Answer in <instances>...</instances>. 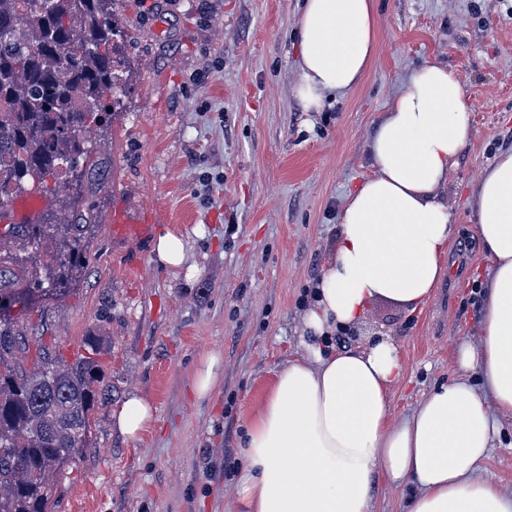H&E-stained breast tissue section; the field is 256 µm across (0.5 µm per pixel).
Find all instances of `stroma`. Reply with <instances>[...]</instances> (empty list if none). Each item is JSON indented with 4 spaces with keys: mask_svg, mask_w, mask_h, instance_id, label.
I'll use <instances>...</instances> for the list:
<instances>
[{
    "mask_svg": "<svg viewBox=\"0 0 512 512\" xmlns=\"http://www.w3.org/2000/svg\"><path fill=\"white\" fill-rule=\"evenodd\" d=\"M302 0H118L129 74L109 127L88 133L96 167L63 192L90 227L85 268L63 297L25 317V366L38 347L74 362L106 332L108 385L90 415L89 447L58 478L54 512H237L248 425L277 370L304 354L302 318L348 191L372 172L367 144L408 73L451 68L472 104V137L452 174L457 232L443 260L461 265L407 314L374 302L342 331L348 347L395 338L406 371L391 393L408 416L456 374L454 350L480 313L472 278L489 259L466 198L512 148V0H375L378 50L350 95L306 112L294 96ZM150 220L149 237L112 234V215ZM187 261L161 267L159 236ZM218 384L192 383L207 355ZM132 394L155 409L137 438L114 417ZM512 492V422L481 469ZM157 260L170 269L180 268L186 260L185 242L172 233L161 235L155 244Z\"/></svg>",
    "mask_w": 512,
    "mask_h": 512,
    "instance_id": "obj_1",
    "label": "stroma"
}]
</instances>
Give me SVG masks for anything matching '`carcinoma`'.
Returning <instances> with one entry per match:
<instances>
[{
	"instance_id": "obj_1",
	"label": "carcinoma",
	"mask_w": 512,
	"mask_h": 512,
	"mask_svg": "<svg viewBox=\"0 0 512 512\" xmlns=\"http://www.w3.org/2000/svg\"><path fill=\"white\" fill-rule=\"evenodd\" d=\"M0 0V208L27 191L33 174L78 182L95 167L85 136L116 115L114 91L126 57L111 5L115 0ZM9 236L46 251L45 273L33 257L0 253V302L22 304L0 317V512H52L54 476L85 454L90 411L104 382L103 336L69 365L49 355L28 372L21 318L43 299L66 294L84 268L86 225L61 214L49 223L10 224Z\"/></svg>"
}]
</instances>
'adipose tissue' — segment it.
Returning a JSON list of instances; mask_svg holds the SVG:
<instances>
[{"label": "adipose tissue", "mask_w": 512, "mask_h": 512, "mask_svg": "<svg viewBox=\"0 0 512 512\" xmlns=\"http://www.w3.org/2000/svg\"><path fill=\"white\" fill-rule=\"evenodd\" d=\"M375 53L373 0H304L302 110L352 93ZM470 112L454 71L434 63L392 98L368 143L373 171L341 206L303 319L305 353L277 372L248 426L239 512H373L380 476L411 487L408 512H512V493L480 474L502 420L512 419V150L482 170L468 198L490 266L476 274L478 335L456 347L458 377L398 420L390 395L405 364L395 341L328 344L372 301L413 312L432 299L456 232L448 190ZM474 372L481 388L469 382Z\"/></svg>", "instance_id": "1"}]
</instances>
